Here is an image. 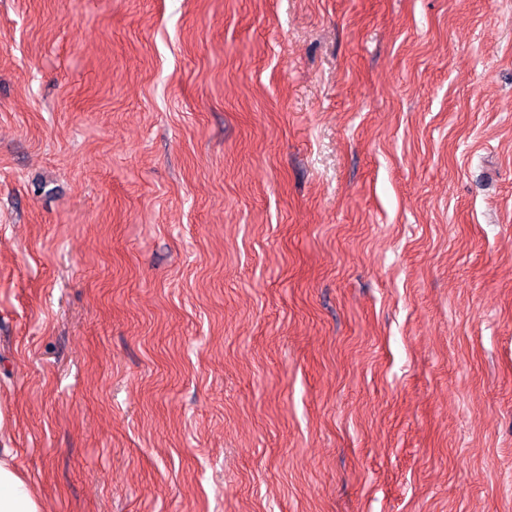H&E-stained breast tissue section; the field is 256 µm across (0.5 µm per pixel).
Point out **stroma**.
<instances>
[{
	"mask_svg": "<svg viewBox=\"0 0 512 512\" xmlns=\"http://www.w3.org/2000/svg\"><path fill=\"white\" fill-rule=\"evenodd\" d=\"M0 448L43 512H512V0H0Z\"/></svg>",
	"mask_w": 512,
	"mask_h": 512,
	"instance_id": "35a3bbf8",
	"label": "stroma"
}]
</instances>
